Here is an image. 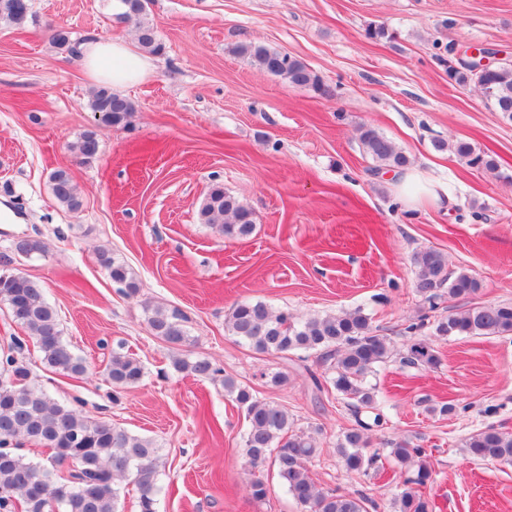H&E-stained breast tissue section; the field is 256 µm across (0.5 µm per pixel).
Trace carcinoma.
Segmentation results:
<instances>
[{
	"label": "carcinoma",
	"instance_id": "1",
	"mask_svg": "<svg viewBox=\"0 0 512 512\" xmlns=\"http://www.w3.org/2000/svg\"><path fill=\"white\" fill-rule=\"evenodd\" d=\"M150 0H118L115 18L139 20L137 40L150 54L161 51L154 26L145 20ZM30 14L29 0H0V24L20 29ZM260 69L279 76L294 87H309L320 95L327 93L319 78L304 62L256 43H241L233 48ZM452 78L466 85L474 83L496 111L512 120V65L505 64L477 78L466 69L456 70ZM90 108L102 113L112 124L123 121L134 111L133 103L112 91L100 88L90 100ZM365 152L389 170H401L409 163L405 153L389 138L372 128L360 134ZM71 153L89 159L98 152L92 131L83 133L68 145ZM454 152L471 167L498 172L496 160L475 150L466 141L452 145ZM53 197L68 211L82 207V199L70 172L53 171L49 179ZM200 220L228 237H247L255 229L253 212L224 187L212 186L199 211ZM15 253L32 256L43 252L42 243L22 236L13 242ZM101 265L109 272L119 292L135 297L140 286L127 267L108 252H99ZM417 269L415 291L437 310L445 290L450 297L475 294L480 288L476 278L466 271L448 270L446 256L435 249L419 250L413 255ZM0 300L25 335L15 336L12 348L22 349L26 339L34 340L43 365L66 375H83L85 361L74 355L62 338L55 309L43 294V288L20 273L0 274ZM151 333L176 350L189 343L185 316L178 308L153 309L145 306ZM426 327L425 319L411 323L404 332L413 336L399 362L408 367L437 365L438 357L416 333ZM434 335L506 336L512 334V304L474 306L435 319ZM226 329L239 341L260 354L286 355L292 351L314 352L326 365V376H311L319 393L334 389L353 408L356 426L337 439L336 450L343 468L349 473H365L373 468L379 454L368 451L371 426L383 425L378 412L375 388L367 377L376 367L393 357L390 339L376 333L371 318L362 309L324 316L297 317L287 311L273 312L263 301L236 303L226 318ZM173 366L198 378L219 383L245 413L248 423L243 437V453L251 468L247 483L249 495L264 500L270 493L260 468L272 460L281 484L305 512H368L369 499L334 489L319 487L308 463L320 453L317 439L310 432L294 430V420L282 405L254 395L206 358L180 354ZM107 377L117 389L139 386L145 377L143 365L123 351H112ZM66 406L51 398L31 382L29 365L8 353L0 358V512H118L119 489L115 480L133 477L138 491L139 512H157L158 448L150 438L134 435L108 422L89 419L78 405ZM374 414L373 424L359 415ZM24 438L40 443L49 451L45 460L33 462L13 448ZM388 455L407 467L410 475L405 488L395 499L397 512H432L433 503L425 487L432 480L427 450L403 438L389 442ZM468 453L480 460L512 464V433L488 426L465 440Z\"/></svg>",
	"mask_w": 512,
	"mask_h": 512
}]
</instances>
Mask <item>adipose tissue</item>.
<instances>
[{
	"instance_id": "obj_1",
	"label": "adipose tissue",
	"mask_w": 512,
	"mask_h": 512,
	"mask_svg": "<svg viewBox=\"0 0 512 512\" xmlns=\"http://www.w3.org/2000/svg\"><path fill=\"white\" fill-rule=\"evenodd\" d=\"M84 69L96 81L120 89L131 85L151 70L150 62L135 55L121 40L88 37L80 46Z\"/></svg>"
}]
</instances>
